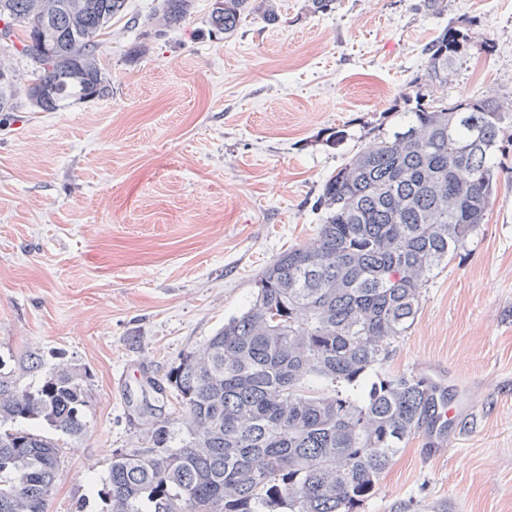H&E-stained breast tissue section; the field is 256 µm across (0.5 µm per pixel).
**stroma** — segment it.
Wrapping results in <instances>:
<instances>
[{"label":"stroma","instance_id":"1","mask_svg":"<svg viewBox=\"0 0 512 512\" xmlns=\"http://www.w3.org/2000/svg\"><path fill=\"white\" fill-rule=\"evenodd\" d=\"M211 35V0L149 40L112 23L101 58L109 98L56 112L18 97L0 114V365L36 354L85 366L91 399L47 512H107L114 454L148 445L163 378L256 297L263 268L314 241L326 177L393 109L423 93L512 96V0H336L311 14ZM473 37L448 83L424 81L423 46L445 28ZM385 369L443 375L459 416L448 450L411 436L362 512H512V152L487 222L425 288ZM159 405L158 415L146 405Z\"/></svg>","mask_w":512,"mask_h":512}]
</instances>
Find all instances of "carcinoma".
I'll use <instances>...</instances> for the list:
<instances>
[{
	"label": "carcinoma",
	"instance_id": "1",
	"mask_svg": "<svg viewBox=\"0 0 512 512\" xmlns=\"http://www.w3.org/2000/svg\"><path fill=\"white\" fill-rule=\"evenodd\" d=\"M128 0H0V45L24 57L35 112L112 94L100 36ZM193 0H156L130 27L186 22ZM251 15L281 21L277 0H213L210 31L229 38ZM469 30L450 27L424 49L425 80L444 86ZM0 112L18 96L0 60ZM512 145V103L417 94L323 182L313 243L261 272L249 308L182 355L166 384L189 413L178 448L162 421L150 447L112 457L108 512H359L402 445L436 405L422 376L384 370L412 327L423 289L486 223L495 157ZM30 356L0 370V512H47L62 465L57 440L86 428V368L61 364L38 386Z\"/></svg>",
	"mask_w": 512,
	"mask_h": 512
}]
</instances>
